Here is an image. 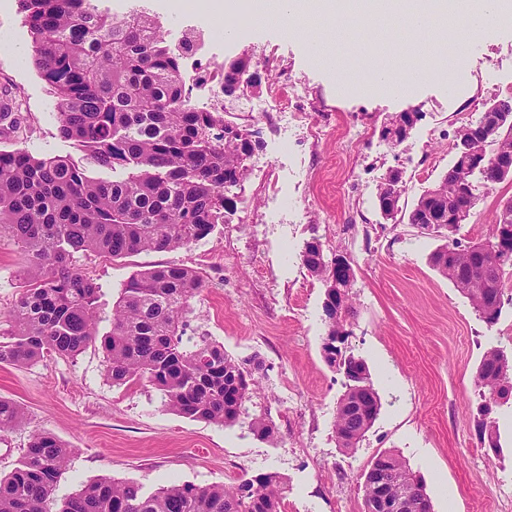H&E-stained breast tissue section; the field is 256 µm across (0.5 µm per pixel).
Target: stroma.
<instances>
[{
	"label": "stroma",
	"mask_w": 512,
	"mask_h": 512,
	"mask_svg": "<svg viewBox=\"0 0 512 512\" xmlns=\"http://www.w3.org/2000/svg\"><path fill=\"white\" fill-rule=\"evenodd\" d=\"M250 2L241 15L250 39L227 32L215 60L250 57L262 76L251 92L256 100L282 73L284 97L320 138L299 135L282 113L242 112L239 98H225V120L255 131L261 144L248 179L224 190L237 203L230 223L184 249L115 260L87 254L77 263L102 286L103 333L111 328L121 284L144 266L199 271L207 286L193 303L186 333L209 336L235 358L258 357L256 393L241 421L224 427L168 411L149 384L112 385L97 345L72 358L0 365V396L26 412L22 424L0 435V473L16 466L33 433L46 431L73 449L57 481L59 500L102 477L151 492L173 481L232 486L276 472L288 487L284 512H364L363 474L387 452L421 477L433 512H512V399L493 406L499 447L489 449L480 440L474 383L488 350L512 359V301L498 324L487 327L432 267L438 240L407 222L383 219L376 205L383 175L397 168L405 185L401 204L412 208L447 172L458 130L491 100L512 96V28L489 27L471 40L465 91L452 95L440 76L423 77L415 54L426 41L430 68H453L452 27L415 35L365 26L360 39L341 41L304 7L290 36L269 19L268 0ZM32 56L18 0H0V97L11 105L0 120V150L82 161V152L58 133L55 97ZM378 72L412 79L396 92H363ZM413 111L420 120L391 147L382 125ZM510 197L512 179L481 189L457 238H485L499 202ZM315 239L326 254L353 260L356 315L345 345L366 363L381 402L359 448L347 452L333 433L345 378L322 354L325 289L301 261ZM27 266L21 246L1 235L0 313L15 302ZM254 414L273 421L277 444L252 433Z\"/></svg>",
	"instance_id": "stroma-1"
}]
</instances>
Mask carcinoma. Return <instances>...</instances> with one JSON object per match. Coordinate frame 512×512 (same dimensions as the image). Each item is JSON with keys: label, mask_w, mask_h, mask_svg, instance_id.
Segmentation results:
<instances>
[{"label": "carcinoma", "mask_w": 512, "mask_h": 512, "mask_svg": "<svg viewBox=\"0 0 512 512\" xmlns=\"http://www.w3.org/2000/svg\"><path fill=\"white\" fill-rule=\"evenodd\" d=\"M39 74L57 99L58 131L86 154L89 164L112 172L91 175L69 157H36L0 150V234L28 252L33 272L0 329V365L22 367L48 356L73 357L96 340L105 353L112 384L148 383L170 411L195 420L232 426L256 390L251 366L200 336L184 342L191 302L206 284L195 270L177 265L147 268L126 281L112 305V329L98 336L102 285L82 271L79 253L112 259L174 251L227 224L237 207L224 188L242 184L260 142L251 130L232 126L218 112L198 111L179 78V55L158 19L143 13L128 19L99 11L95 0H19ZM240 60L220 67L224 87L235 95L251 87L238 75ZM455 169L425 190L408 213L416 226L429 215L446 240L430 256L434 269L468 299L479 318L495 326L501 317L505 277L512 275V218L496 214L488 237L462 244L451 239L474 208L480 188L509 174L492 166L473 170L454 157ZM404 184L386 176L377 205L390 216L403 211ZM301 260L325 287V339L346 340L353 316L352 259L341 274L325 264L322 245L307 243ZM328 366L359 374L362 386L346 387L338 400L337 447L354 450L379 415L381 403L365 362L346 349L323 346ZM482 399L481 436L499 448L491 403L512 397V363L487 351L474 379ZM24 409L0 398V433L23 422ZM258 437L275 443L268 418L249 421ZM72 452L47 432L31 435L21 460L0 475V512H281L286 486L276 472L243 478L234 487L172 483L147 492L134 481L102 478L62 500L57 479ZM395 496L426 495L421 477L392 456Z\"/></svg>", "instance_id": "obj_1"}]
</instances>
